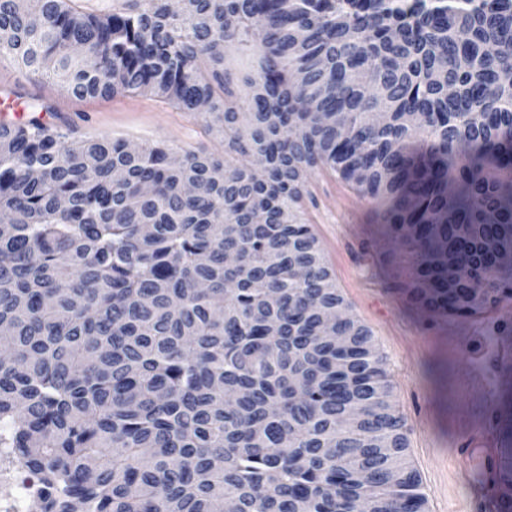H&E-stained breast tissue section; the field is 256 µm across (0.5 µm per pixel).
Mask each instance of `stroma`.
Segmentation results:
<instances>
[{
	"mask_svg": "<svg viewBox=\"0 0 512 512\" xmlns=\"http://www.w3.org/2000/svg\"><path fill=\"white\" fill-rule=\"evenodd\" d=\"M18 93L25 111L49 105L66 113L77 138L98 134L134 143L166 141L176 150L223 155L224 140L158 99L116 95L76 99L34 74L0 64V99ZM300 215L350 312L368 326L385 360L392 402L404 418L408 454L421 479L429 512H475L456 471L454 452L464 423L483 422L460 386L465 370L480 373L494 391L497 431H512V374L502 373L497 332L512 335V300L466 318L429 320L404 294L414 268L378 235L372 206L335 173L320 169L307 182Z\"/></svg>",
	"mask_w": 512,
	"mask_h": 512,
	"instance_id": "35a3bbf8",
	"label": "stroma"
}]
</instances>
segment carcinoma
Wrapping results in <instances>:
<instances>
[{
    "label": "carcinoma",
    "mask_w": 512,
    "mask_h": 512,
    "mask_svg": "<svg viewBox=\"0 0 512 512\" xmlns=\"http://www.w3.org/2000/svg\"><path fill=\"white\" fill-rule=\"evenodd\" d=\"M6 60L225 143L0 125V448L42 486L29 512H427L298 211L330 170L429 318L512 299V0H0Z\"/></svg>",
    "instance_id": "1"
}]
</instances>
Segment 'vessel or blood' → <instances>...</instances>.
<instances>
[{
    "label": "vessel or blood",
    "instance_id": "obj_1",
    "mask_svg": "<svg viewBox=\"0 0 512 512\" xmlns=\"http://www.w3.org/2000/svg\"><path fill=\"white\" fill-rule=\"evenodd\" d=\"M512 447L491 428L467 429L456 451L459 473L467 478L470 496L478 501L481 512H496L492 488Z\"/></svg>",
    "mask_w": 512,
    "mask_h": 512
}]
</instances>
